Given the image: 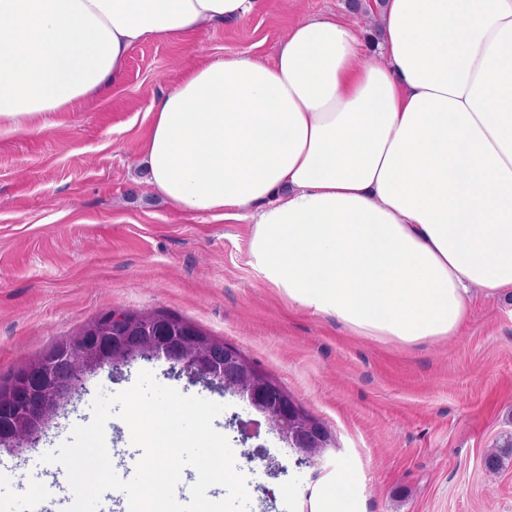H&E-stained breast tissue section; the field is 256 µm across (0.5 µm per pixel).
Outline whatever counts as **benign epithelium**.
<instances>
[{
    "label": "benign epithelium",
    "mask_w": 512,
    "mask_h": 512,
    "mask_svg": "<svg viewBox=\"0 0 512 512\" xmlns=\"http://www.w3.org/2000/svg\"><path fill=\"white\" fill-rule=\"evenodd\" d=\"M118 320L121 334H112V326L97 318L61 344L62 369L41 356L0 391V418L8 421L7 429L0 432L1 444L37 442L61 401L75 391L85 375L106 366L125 365L136 357H164L185 366L192 378L215 382L224 393L247 400L267 430L294 451L296 466L316 465L335 446L333 435L321 422L303 412L269 375L224 341L190 326L179 336L158 334L154 332L155 317L146 313H127ZM232 423L242 444L257 437L259 422L234 417Z\"/></svg>",
    "instance_id": "1"
}]
</instances>
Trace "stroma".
<instances>
[{
    "label": "stroma",
    "instance_id": "1",
    "mask_svg": "<svg viewBox=\"0 0 512 512\" xmlns=\"http://www.w3.org/2000/svg\"><path fill=\"white\" fill-rule=\"evenodd\" d=\"M366 17L348 0H263L241 21L181 42L134 47L105 97L55 113L44 130L0 135V381L56 341L111 311H164L237 348L335 435L315 468H296L277 435L244 467L249 512H312L321 488L348 466L358 512H512V458L488 472L484 455L512 436V290L476 300L450 339L402 345L346 330L290 305L251 265L247 220L185 213L143 178L151 105L193 67L246 53L276 55L294 24L344 16L365 56L381 59L375 0ZM182 394L224 404L215 424L247 402L192 382L165 359L103 368L58 409L37 444L0 449V506L31 512L61 467L41 456L89 423L98 391L130 388L140 370Z\"/></svg>",
    "mask_w": 512,
    "mask_h": 512
}]
</instances>
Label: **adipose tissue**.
<instances>
[{"mask_svg": "<svg viewBox=\"0 0 512 512\" xmlns=\"http://www.w3.org/2000/svg\"><path fill=\"white\" fill-rule=\"evenodd\" d=\"M262 0H0V132L106 93L132 48ZM383 61L336 17L272 62L191 69L152 106L142 160L179 207L251 224L260 278L356 335H457L512 288V0H386Z\"/></svg>", "mask_w": 512, "mask_h": 512, "instance_id": "1", "label": "adipose tissue"}]
</instances>
